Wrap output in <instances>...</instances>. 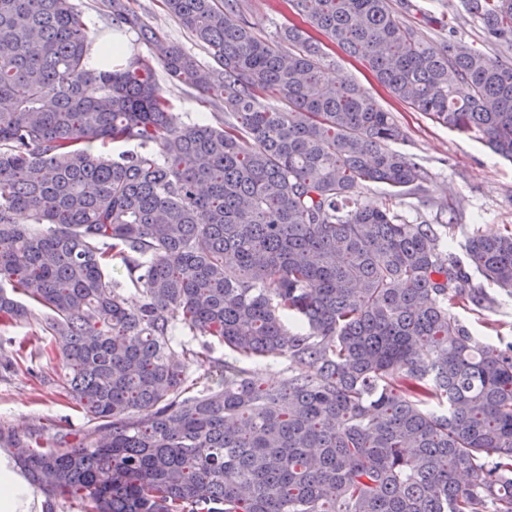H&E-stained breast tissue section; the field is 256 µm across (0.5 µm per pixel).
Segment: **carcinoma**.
I'll return each instance as SVG.
<instances>
[{
  "label": "carcinoma",
  "instance_id": "1",
  "mask_svg": "<svg viewBox=\"0 0 512 512\" xmlns=\"http://www.w3.org/2000/svg\"><path fill=\"white\" fill-rule=\"evenodd\" d=\"M288 4L304 26L268 44L242 0H164L210 65L107 0L112 45L159 47L224 102L214 127L179 121L151 57L88 70L72 0H0V322L42 327L49 383L88 416L50 439L0 426L42 512H512V341L453 312L494 309L486 283L512 296V228L472 232L461 258L361 205L364 184L397 196L427 172L367 89L322 77L327 44L512 161V62L419 42L391 0ZM464 7L512 50V0ZM179 323L202 351L174 349ZM214 343L227 356L190 379ZM276 357L290 374L242 365Z\"/></svg>",
  "mask_w": 512,
  "mask_h": 512
}]
</instances>
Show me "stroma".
Instances as JSON below:
<instances>
[{
    "label": "stroma",
    "mask_w": 512,
    "mask_h": 512,
    "mask_svg": "<svg viewBox=\"0 0 512 512\" xmlns=\"http://www.w3.org/2000/svg\"><path fill=\"white\" fill-rule=\"evenodd\" d=\"M411 3L402 18L419 41L436 43L450 35L491 60H507V52L486 40L481 23L465 11L462 0ZM131 5L149 16L165 42L209 61L207 50L168 14L163 0H131ZM243 6L254 34L269 43L276 41L280 27L294 18L287 0H243ZM324 76L336 82L355 81L367 88L405 130L407 138L400 143V150L413 155L428 174L423 191L395 198L381 184H366L359 190L363 203L389 204L399 219L434 225L444 239L456 244L476 229L497 232L512 227V162L493 153L479 136L451 131L395 99L376 82L365 64L348 58L339 49H332ZM155 80L180 122L215 126L224 121L222 104L204 101L193 89L174 82L163 67H156ZM456 313L479 341L500 336L512 339V297L503 298L492 311L478 313L460 306ZM0 349L7 351L14 363L12 370L0 369V425L21 432L42 428L55 433L84 423L81 409L42 382L43 377L59 375L63 367L37 323L0 324Z\"/></svg>",
    "instance_id": "1"
}]
</instances>
